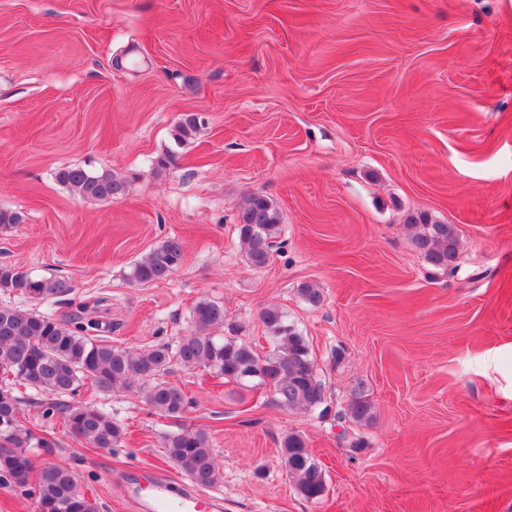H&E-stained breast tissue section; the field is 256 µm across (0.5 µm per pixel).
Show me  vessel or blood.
Segmentation results:
<instances>
[{
  "mask_svg": "<svg viewBox=\"0 0 512 512\" xmlns=\"http://www.w3.org/2000/svg\"><path fill=\"white\" fill-rule=\"evenodd\" d=\"M123 490L130 512H224L222 498L190 489L175 491L158 474L144 481L126 477Z\"/></svg>",
  "mask_w": 512,
  "mask_h": 512,
  "instance_id": "vessel-or-blood-1",
  "label": "vessel or blood"
}]
</instances>
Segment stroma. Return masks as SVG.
I'll return each mask as SVG.
<instances>
[{"instance_id":"obj_1","label":"stroma","mask_w":512,"mask_h":512,"mask_svg":"<svg viewBox=\"0 0 512 512\" xmlns=\"http://www.w3.org/2000/svg\"><path fill=\"white\" fill-rule=\"evenodd\" d=\"M197 137L176 145L184 114ZM177 150V167L155 162ZM64 166L129 179L94 202L60 186ZM282 228L249 267L236 233L249 194ZM0 264L71 277L53 306L0 304L101 322L116 345L176 341L200 298L223 335L268 347L259 319L283 308L326 386L327 416L272 405L268 388L174 366L169 381L210 436L224 512H512V0H0ZM420 211L455 225V271L411 245ZM179 237L170 278L130 284V265ZM312 283L319 305L297 289ZM370 423L343 413L352 395ZM24 426L54 440L101 512H128L118 476L163 473L177 421L131 392L83 386L75 403L123 423L93 448L46 395L20 389ZM361 439L351 449L340 431ZM304 437L321 500L289 481L281 441Z\"/></svg>"}]
</instances>
